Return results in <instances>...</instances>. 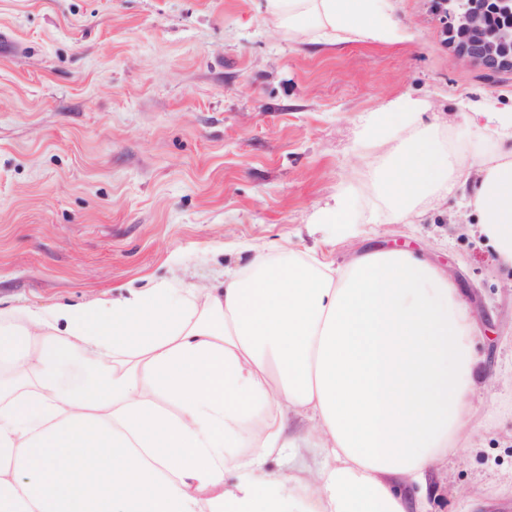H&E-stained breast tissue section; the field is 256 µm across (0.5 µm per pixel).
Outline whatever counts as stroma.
<instances>
[{
  "mask_svg": "<svg viewBox=\"0 0 512 512\" xmlns=\"http://www.w3.org/2000/svg\"><path fill=\"white\" fill-rule=\"evenodd\" d=\"M264 0H0V306L79 304L155 284L210 287L248 242L345 265L412 252L468 299L485 380L459 452L432 467L430 512H512V271L452 192L412 224L377 199L360 157L367 113L400 96L447 118L512 112V71L458 59L432 0H390L399 39L328 42L272 26ZM355 186L371 224L341 242L315 221Z\"/></svg>",
  "mask_w": 512,
  "mask_h": 512,
  "instance_id": "35a3bbf8",
  "label": "stroma"
}]
</instances>
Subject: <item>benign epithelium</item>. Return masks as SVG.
<instances>
[{
	"instance_id": "benign-epithelium-1",
	"label": "benign epithelium",
	"mask_w": 512,
	"mask_h": 512,
	"mask_svg": "<svg viewBox=\"0 0 512 512\" xmlns=\"http://www.w3.org/2000/svg\"><path fill=\"white\" fill-rule=\"evenodd\" d=\"M446 14L456 57L473 61L488 72L512 71V29L489 25L485 0H436Z\"/></svg>"
}]
</instances>
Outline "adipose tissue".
I'll list each match as a JSON object with an SVG mask.
<instances>
[{
  "label": "adipose tissue",
  "mask_w": 512,
  "mask_h": 512,
  "mask_svg": "<svg viewBox=\"0 0 512 512\" xmlns=\"http://www.w3.org/2000/svg\"><path fill=\"white\" fill-rule=\"evenodd\" d=\"M265 14L340 40L399 36L385 0H266ZM428 108L404 96L365 117L379 196L410 223L461 190L512 270V149L449 151ZM317 219L356 234L353 188ZM474 333L456 281L402 250L346 267L259 254L210 288L0 310V512H425L411 489L467 426ZM292 415L308 429L287 431Z\"/></svg>",
  "instance_id": "adipose-tissue-1"
}]
</instances>
